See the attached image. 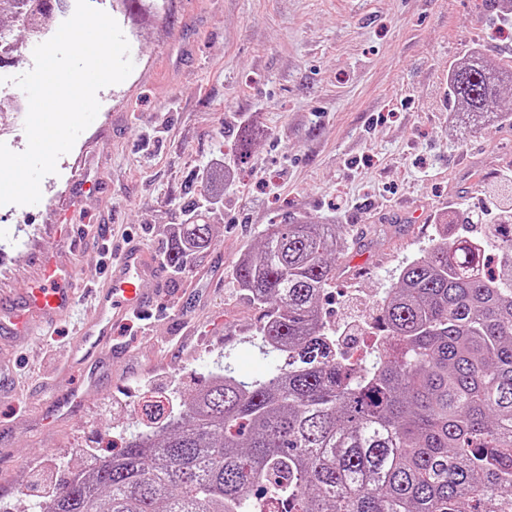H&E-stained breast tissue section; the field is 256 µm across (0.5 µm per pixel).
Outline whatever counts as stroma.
I'll return each mask as SVG.
<instances>
[{
	"label": "stroma",
	"instance_id": "1",
	"mask_svg": "<svg viewBox=\"0 0 512 512\" xmlns=\"http://www.w3.org/2000/svg\"><path fill=\"white\" fill-rule=\"evenodd\" d=\"M508 0H156L112 16L134 63L122 83L101 89L95 120L38 204L0 206V288L21 294L39 254L99 280L106 225L167 253L168 225L187 219L188 192L209 194L203 174L227 162L219 201L197 207L212 246L168 276L159 309L121 333L138 339L112 362L104 391L75 415L40 426L39 386L52 380L95 309L81 299L66 321L40 336L0 333V512L40 500L36 471L53 461L59 477L120 446L148 397L179 404L203 388L218 364L249 380L283 364L256 346L262 312L239 289L235 264L257 250L273 224H336L346 248L321 302L341 351L372 361L379 342L365 329L400 269L454 220L491 224L496 200L512 206V87L493 112L471 121L448 103V72L468 53L512 62ZM262 134L247 164L236 154L241 119ZM96 185L84 193L83 180ZM183 308L196 335L178 347L170 313ZM224 316L223 336L211 334Z\"/></svg>",
	"mask_w": 512,
	"mask_h": 512
}]
</instances>
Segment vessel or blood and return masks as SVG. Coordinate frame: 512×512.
Returning <instances> with one entry per match:
<instances>
[{"mask_svg":"<svg viewBox=\"0 0 512 512\" xmlns=\"http://www.w3.org/2000/svg\"><path fill=\"white\" fill-rule=\"evenodd\" d=\"M165 278V269L142 239L132 236L113 252L102 280L86 287L67 269L45 262L41 278L13 303L0 307V329L18 336L38 335L42 328L66 317L84 293H92L97 314L77 331L67 352L69 368L79 370L80 383L58 381L44 390L43 421L62 420L81 409L88 394L106 386L112 359L124 356L130 343L118 341L117 326L132 317L148 316Z\"/></svg>","mask_w":512,"mask_h":512,"instance_id":"obj_1","label":"vessel or blood"}]
</instances>
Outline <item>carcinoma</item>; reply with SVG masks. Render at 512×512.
<instances>
[{
	"label": "carcinoma",
	"instance_id": "obj_1",
	"mask_svg": "<svg viewBox=\"0 0 512 512\" xmlns=\"http://www.w3.org/2000/svg\"><path fill=\"white\" fill-rule=\"evenodd\" d=\"M30 2L53 16L67 0H0V15ZM509 80L474 52L448 102L481 116ZM184 231L212 244L209 224ZM488 235L494 271L487 241L461 234L408 262L378 308L379 349L352 367L319 310L338 225H271L234 276L282 368L247 382L224 366L155 431L69 472L43 512H512V223Z\"/></svg>",
	"mask_w": 512,
	"mask_h": 512
}]
</instances>
